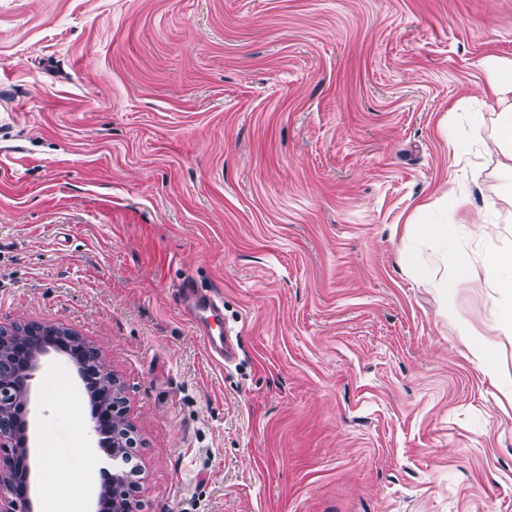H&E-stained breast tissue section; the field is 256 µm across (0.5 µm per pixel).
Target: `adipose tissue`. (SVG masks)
Masks as SVG:
<instances>
[{
    "instance_id": "ef3b65f1",
    "label": "adipose tissue",
    "mask_w": 512,
    "mask_h": 512,
    "mask_svg": "<svg viewBox=\"0 0 512 512\" xmlns=\"http://www.w3.org/2000/svg\"><path fill=\"white\" fill-rule=\"evenodd\" d=\"M489 79L486 84L476 86L474 99L496 98L503 106L495 142L505 148V157L512 160V63H489ZM487 272L491 283L503 299L498 314V329L502 335H512V248H499L483 256L478 266L440 280L437 283L441 294L446 299H453L459 288L477 276L478 272ZM68 483L47 487L41 502V512H57L60 500L68 499L77 505H84L92 484L97 480L93 466H85L79 471H72Z\"/></svg>"
}]
</instances>
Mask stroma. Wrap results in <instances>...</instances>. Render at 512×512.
Returning <instances> with one entry per match:
<instances>
[{"mask_svg":"<svg viewBox=\"0 0 512 512\" xmlns=\"http://www.w3.org/2000/svg\"><path fill=\"white\" fill-rule=\"evenodd\" d=\"M512 0H0V325L99 348L137 434L139 512H512V403L458 339L512 245L495 148L456 150ZM465 208L447 248L405 225ZM218 295L228 363L173 302ZM36 496L113 460L76 365L32 381ZM477 274V267L473 265L456 275L448 276L447 279L435 282L433 285L435 288H441V294L444 298L452 300L458 289L463 288L466 282L477 276Z\"/></svg>","mask_w":512,"mask_h":512,"instance_id":"1","label":"stroma"}]
</instances>
